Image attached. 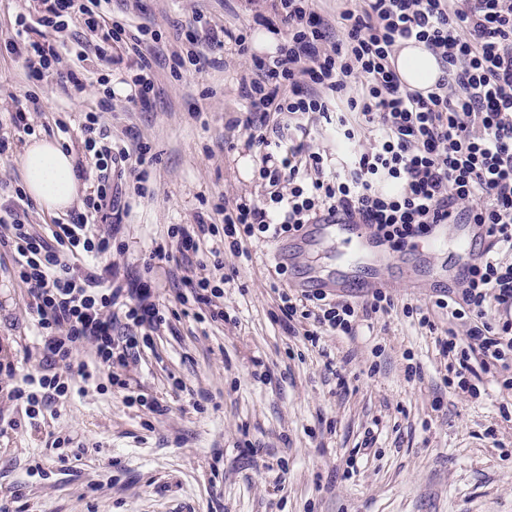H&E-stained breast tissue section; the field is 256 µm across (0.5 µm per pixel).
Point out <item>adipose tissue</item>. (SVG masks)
Listing matches in <instances>:
<instances>
[{"mask_svg":"<svg viewBox=\"0 0 512 512\" xmlns=\"http://www.w3.org/2000/svg\"><path fill=\"white\" fill-rule=\"evenodd\" d=\"M395 64L404 84L428 91L441 74L436 57L423 45L401 48ZM21 167L28 195L43 209L58 213L68 210L79 194L72 154L54 141L40 139L30 143L22 157Z\"/></svg>","mask_w":512,"mask_h":512,"instance_id":"adipose-tissue-1","label":"adipose tissue"}]
</instances>
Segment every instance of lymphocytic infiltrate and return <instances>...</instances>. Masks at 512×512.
Instances as JSON below:
<instances>
[{
	"label": "lymphocytic infiltrate",
	"mask_w": 512,
	"mask_h": 512,
	"mask_svg": "<svg viewBox=\"0 0 512 512\" xmlns=\"http://www.w3.org/2000/svg\"><path fill=\"white\" fill-rule=\"evenodd\" d=\"M111 3L31 0L7 50L28 76L40 77L63 60V31L79 26L89 40L78 43L77 59L122 51L134 70L130 101L145 102L156 93L153 63L140 37L112 15ZM271 9L254 21L280 32L281 40L272 53L250 54L251 73L239 82L243 113L228 123L244 129L247 146L257 148L255 180L264 193L214 204L221 224L168 228L150 257L185 269L176 301L214 323L227 321L224 286L234 274L211 244L219 232L246 258L253 241L295 235L326 213L374 227L397 250L429 224H481L485 255L473 260L463 288L436 297L418 323L436 335L448 387L475 397L488 377L512 395V0H362L332 23L312 0H273ZM179 39L187 53L171 55L174 72L187 63L203 71L212 52L229 46L249 54L246 33L201 14ZM408 40L424 44L441 64L443 75L428 94L409 90L397 74L396 54ZM111 100L104 95L80 125L84 158L76 171L88 183L82 212L39 232L28 222L24 196L0 209V258L11 260L45 341L38 374L21 376L9 392L32 422L41 404L67 395L73 374L86 382L103 375L131 390V371L166 321L150 282L98 263L128 213L117 182L126 176L130 151L100 122ZM310 114L335 118L345 143L340 153L299 141ZM358 123L376 134L365 151L352 145ZM100 219L107 230L96 229ZM277 299L279 321L314 345L325 334L356 338L362 321L395 308L380 290L362 303L282 289ZM438 314L447 316L449 329L439 330ZM458 323L465 336L455 332ZM84 346L91 362L75 358Z\"/></svg>",
	"instance_id": "lymphocytic-infiltrate-1"
}]
</instances>
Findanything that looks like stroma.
Masks as SVG:
<instances>
[{
	"label": "stroma",
	"instance_id": "35a3bbf8",
	"mask_svg": "<svg viewBox=\"0 0 512 512\" xmlns=\"http://www.w3.org/2000/svg\"><path fill=\"white\" fill-rule=\"evenodd\" d=\"M131 28L159 35L146 55L159 59L158 93L127 100L125 64L101 62L71 94L57 75L30 81L21 61L0 55V133L17 103L36 97V137L71 146L85 112L115 94L103 121L113 137L135 135L149 151L152 193L131 201L119 246L102 257L131 277L159 281L160 302L173 307L180 279L166 276L149 254L172 224H192L218 199L260 195L255 156L244 130H228L241 109L238 83L249 55L226 51L218 66L171 74L163 59L178 26L204 14L227 28L260 33L253 18L270 0H113ZM235 149H226L225 138ZM278 242L250 245L251 261L225 251L237 269L224 287L230 322L194 315L168 318L152 336L137 376L167 410L130 403L110 385L73 378L69 396L43 409L31 432L0 376V497L20 512H512V421L497 387L476 399L455 395L436 367L434 339L403 308H428L433 292L410 288L399 269L385 277L396 308L349 342L323 336L319 347L288 334L273 318L274 287L294 292L307 275H332L336 241L288 240V263L276 270ZM0 347L18 374L36 372L43 343L23 288L0 265ZM419 363L422 378L405 376ZM495 439H487V430ZM372 448L362 449L366 431ZM357 467L346 473L349 457Z\"/></svg>",
	"mask_w": 512,
	"mask_h": 512
}]
</instances>
